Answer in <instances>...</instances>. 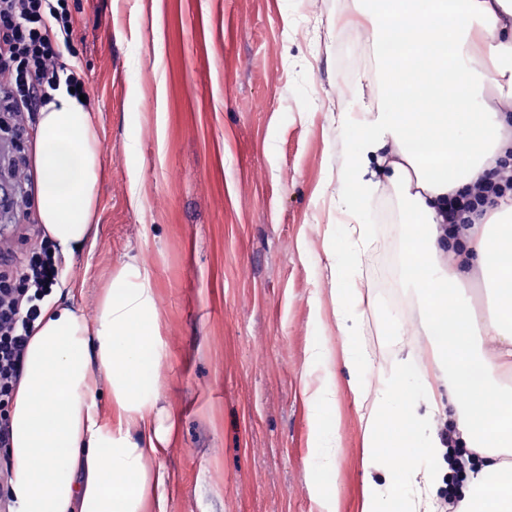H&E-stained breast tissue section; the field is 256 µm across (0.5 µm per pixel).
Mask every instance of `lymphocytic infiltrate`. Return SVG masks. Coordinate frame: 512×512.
I'll list each match as a JSON object with an SVG mask.
<instances>
[{"mask_svg":"<svg viewBox=\"0 0 512 512\" xmlns=\"http://www.w3.org/2000/svg\"><path fill=\"white\" fill-rule=\"evenodd\" d=\"M73 34L68 0H0V121L13 142H23L33 115L52 100L59 85L85 91L76 66L63 60ZM512 200V167L492 180H477L468 194L449 197L441 214L449 233L467 230L473 213ZM61 272L51 251L31 260L0 244V402H8L20 376L41 304Z\"/></svg>","mask_w":512,"mask_h":512,"instance_id":"obj_1","label":"lymphocytic infiltrate"}]
</instances>
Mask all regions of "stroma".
Segmentation results:
<instances>
[{
	"label": "stroma",
	"instance_id": "stroma-1",
	"mask_svg": "<svg viewBox=\"0 0 512 512\" xmlns=\"http://www.w3.org/2000/svg\"><path fill=\"white\" fill-rule=\"evenodd\" d=\"M69 47L98 132L93 244L62 262L67 302L94 321L118 270L149 275L162 327L161 392L144 391L177 428L161 464L168 512H319L308 489L318 426L304 402L312 337L340 347L328 265L337 225H371L360 256L362 338L380 383L400 349L423 353L411 291L382 298L388 246L412 221L389 184L361 198L344 181L343 112L380 99L375 71L344 72L346 40L380 49L348 19L368 0H68ZM402 338L386 332L392 318ZM339 512H361L363 428L336 362Z\"/></svg>",
	"mask_w": 512,
	"mask_h": 512
}]
</instances>
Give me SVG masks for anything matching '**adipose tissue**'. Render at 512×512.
I'll list each match as a JSON object with an SVG mask.
<instances>
[{
  "label": "adipose tissue",
  "instance_id": "adipose-tissue-1",
  "mask_svg": "<svg viewBox=\"0 0 512 512\" xmlns=\"http://www.w3.org/2000/svg\"><path fill=\"white\" fill-rule=\"evenodd\" d=\"M373 19L390 47L383 96L349 119V175L359 196L371 195L380 188L371 158L391 156L389 181L417 219L403 280L416 291L430 359L398 357L372 384L357 269L369 227L341 224L328 270L343 353L319 336L308 360L327 370L339 358L348 370L368 435L363 512H436L442 415L479 457L456 488L458 512H512V207L487 209L456 240L441 227L448 196L512 151V0H392ZM99 145L84 102L59 87L40 112L34 171L39 220L66 257L96 236ZM476 278L482 307L469 287ZM160 336L152 288L126 287L121 273L103 289L94 323L60 298L43 303L9 414L15 512H167L170 476L146 462L162 457L174 429L141 401L162 388ZM304 395L321 427L311 483L321 512H335L336 388L325 377Z\"/></svg>",
  "mask_w": 512,
  "mask_h": 512
}]
</instances>
